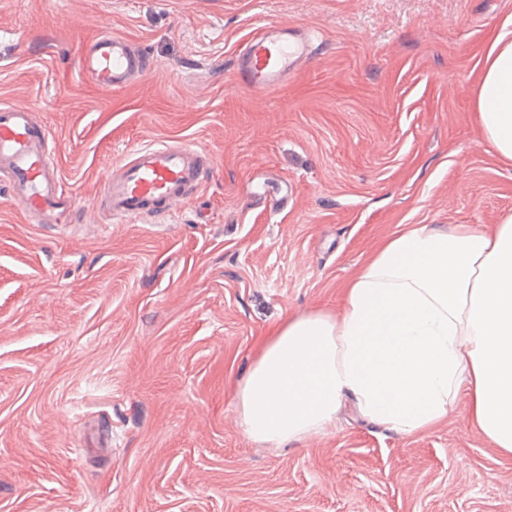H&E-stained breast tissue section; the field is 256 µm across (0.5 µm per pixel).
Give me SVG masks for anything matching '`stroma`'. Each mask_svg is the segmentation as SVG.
I'll return each instance as SVG.
<instances>
[{"label": "stroma", "instance_id": "stroma-1", "mask_svg": "<svg viewBox=\"0 0 512 512\" xmlns=\"http://www.w3.org/2000/svg\"><path fill=\"white\" fill-rule=\"evenodd\" d=\"M512 0H0V103L47 126L83 217L28 222L0 190V512H512V458L468 396L402 434L344 406L283 448L235 391L290 317L339 313L361 266L413 224L492 230L512 163L476 88ZM281 24L314 54L271 93L235 47ZM111 33L154 62L103 94L78 71ZM209 149L169 217L93 206L139 146Z\"/></svg>", "mask_w": 512, "mask_h": 512}]
</instances>
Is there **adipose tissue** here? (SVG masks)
Returning <instances> with one entry per match:
<instances>
[{
  "label": "adipose tissue",
  "mask_w": 512,
  "mask_h": 512,
  "mask_svg": "<svg viewBox=\"0 0 512 512\" xmlns=\"http://www.w3.org/2000/svg\"><path fill=\"white\" fill-rule=\"evenodd\" d=\"M476 101L485 143L512 162V26L488 46ZM463 389L471 421L512 456V214L491 232L396 234L352 280L340 315L275 328L235 400L246 435L279 447L322 431L348 402L371 423L419 433Z\"/></svg>",
  "instance_id": "ef3b65f1"
}]
</instances>
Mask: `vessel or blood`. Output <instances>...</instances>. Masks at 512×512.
Here are the masks:
<instances>
[{
	"label": "vessel or blood",
	"mask_w": 512,
	"mask_h": 512,
	"mask_svg": "<svg viewBox=\"0 0 512 512\" xmlns=\"http://www.w3.org/2000/svg\"><path fill=\"white\" fill-rule=\"evenodd\" d=\"M311 55L307 41H289L279 28H259L236 58L238 82L259 93L276 90L288 72ZM151 66L149 58L119 35L91 41L79 69L101 92L125 87ZM49 133L27 106L0 103V186L21 206L25 217L47 224L70 223L72 196L62 186L49 158ZM208 152L196 144H160L135 149L115 163L97 199V209L113 223L143 220L187 204L208 180Z\"/></svg>",
	"instance_id": "vessel-or-blood-1"
}]
</instances>
